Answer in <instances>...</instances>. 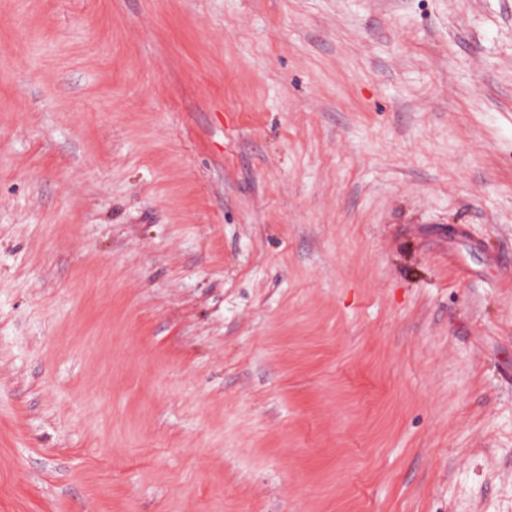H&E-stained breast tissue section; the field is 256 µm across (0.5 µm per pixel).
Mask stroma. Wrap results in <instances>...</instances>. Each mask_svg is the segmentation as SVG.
I'll return each instance as SVG.
<instances>
[{
  "label": "stroma",
  "mask_w": 512,
  "mask_h": 512,
  "mask_svg": "<svg viewBox=\"0 0 512 512\" xmlns=\"http://www.w3.org/2000/svg\"><path fill=\"white\" fill-rule=\"evenodd\" d=\"M0 512H512V0H0Z\"/></svg>",
  "instance_id": "1"
}]
</instances>
